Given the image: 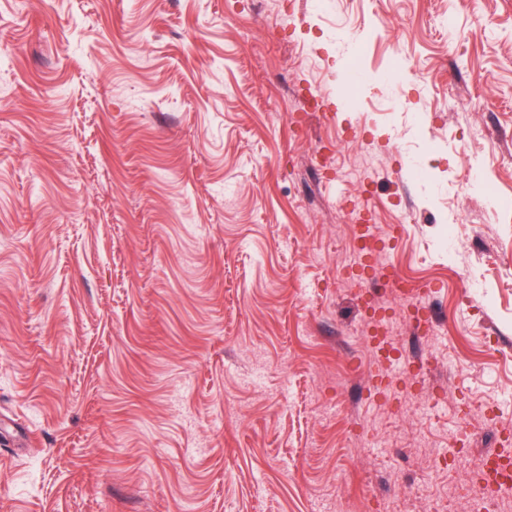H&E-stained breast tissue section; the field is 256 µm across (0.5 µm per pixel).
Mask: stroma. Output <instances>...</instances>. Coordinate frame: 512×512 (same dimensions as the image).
<instances>
[{
  "mask_svg": "<svg viewBox=\"0 0 512 512\" xmlns=\"http://www.w3.org/2000/svg\"><path fill=\"white\" fill-rule=\"evenodd\" d=\"M497 437L512 0H0V512H469ZM370 345L378 361L380 359L388 362L397 361L403 364L406 371H416L417 374H425L434 360L432 353L411 360L404 358L395 338H390L386 332L382 331H376Z\"/></svg>",
  "mask_w": 512,
  "mask_h": 512,
  "instance_id": "obj_1",
  "label": "stroma"
}]
</instances>
